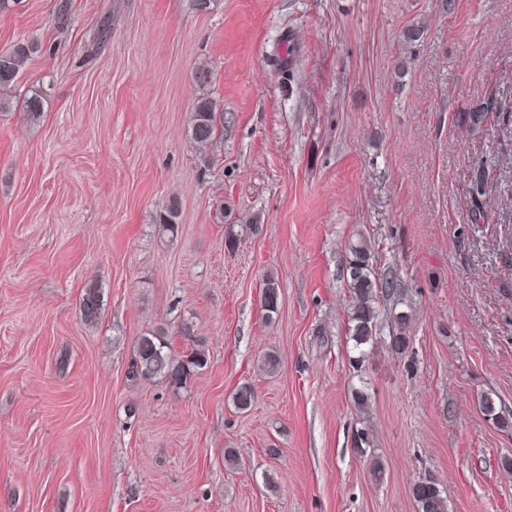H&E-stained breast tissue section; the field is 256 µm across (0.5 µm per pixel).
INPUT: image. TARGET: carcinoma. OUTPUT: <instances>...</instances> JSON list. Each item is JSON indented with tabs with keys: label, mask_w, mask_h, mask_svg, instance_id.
Returning <instances> with one entry per match:
<instances>
[{
	"label": "carcinoma",
	"mask_w": 512,
	"mask_h": 512,
	"mask_svg": "<svg viewBox=\"0 0 512 512\" xmlns=\"http://www.w3.org/2000/svg\"><path fill=\"white\" fill-rule=\"evenodd\" d=\"M32 48L19 45L10 51L0 52V90L11 87ZM23 109L32 122L40 119L44 111V95L41 89L32 88L23 100ZM224 124V113L218 111L217 104L209 95L199 96L193 106L188 136L198 150L200 160L207 165L211 161L210 149L219 139ZM178 203L170 201L160 215L159 227L164 232H172L178 218ZM347 335L354 348L360 351L355 364L364 361L362 347L377 343L380 331L381 303L400 294L398 284L377 270L374 246L364 235L357 234L347 246ZM280 299L277 281L268 277L263 281L261 304L267 318L278 312ZM102 308L101 292L92 283L85 289L80 303L84 321L95 323L100 318ZM388 327L390 336L388 349L396 355H404L410 349V316L405 312L390 315ZM180 335L187 342V351L176 354L161 331L147 332L138 337L135 343L133 375L151 382L161 380L174 390L187 386L192 377L208 364V352L204 341L194 333L193 325L184 322ZM255 396L251 386L245 384L233 395L235 407L248 410ZM411 495L417 512H448V498L439 484L430 478H421L411 487Z\"/></svg>",
	"instance_id": "cac0c4a2"
}]
</instances>
